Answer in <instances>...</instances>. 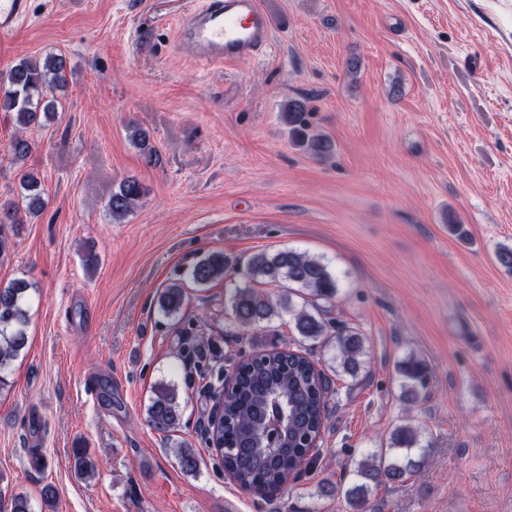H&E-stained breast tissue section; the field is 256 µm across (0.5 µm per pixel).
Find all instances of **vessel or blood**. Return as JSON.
<instances>
[{"mask_svg": "<svg viewBox=\"0 0 512 512\" xmlns=\"http://www.w3.org/2000/svg\"><path fill=\"white\" fill-rule=\"evenodd\" d=\"M31 14V0H0V34L13 32ZM273 24L260 0H203L178 19L180 44L200 67L258 56L272 42Z\"/></svg>", "mask_w": 512, "mask_h": 512, "instance_id": "obj_1", "label": "vessel or blood"}]
</instances>
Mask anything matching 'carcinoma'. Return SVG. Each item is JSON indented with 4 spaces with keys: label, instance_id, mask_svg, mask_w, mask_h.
<instances>
[{
    "label": "carcinoma",
    "instance_id": "carcinoma-1",
    "mask_svg": "<svg viewBox=\"0 0 512 512\" xmlns=\"http://www.w3.org/2000/svg\"><path fill=\"white\" fill-rule=\"evenodd\" d=\"M67 60L53 52L37 61L21 59L0 79V110L12 113L20 134L4 150L9 162L19 166V194L22 207H0V252L7 244L8 226L23 223L20 212L36 215L45 208L41 181L35 173L20 167L32 154L35 142L26 132L45 126L58 112L55 92L69 83ZM281 119L299 146L316 157L333 152L332 140L323 134L307 132L306 103L290 99L284 103ZM132 140L142 151L145 162L156 160V149L149 145V135L136 129ZM143 195L140 183L127 178L112 193L107 208L113 220L129 214ZM230 261L222 252H211L190 266L187 278L198 287L224 279ZM244 286H235L225 295L224 306L231 310L233 323L245 334L256 329H270L274 319L287 314L294 323L300 341L294 349H260L242 362L236 376V388L224 398L225 430L234 448L223 456L224 471L240 488L258 494L268 486L288 487L294 472L307 462L309 448H298L294 434L306 432L311 438L322 437L327 413L330 379L306 356L304 344H320L334 351L330 368L336 376L358 378L365 367L366 337L355 327L336 329L322 316L316 301L338 293V281L321 259L294 249L255 253L247 258ZM281 285L276 298L252 288L250 283ZM28 283L16 280L0 288V371L17 359L28 344L25 309ZM301 302H296L295 298ZM185 301L183 286L168 285L159 295L158 306L167 316L180 313ZM401 398L416 402L426 388L428 366L418 356L407 355L397 367ZM178 389L159 383L154 389L147 415L151 428L165 436L177 429L180 419ZM276 421L288 435L278 449H269L264 439L268 424ZM435 456L432 443L421 444L419 432L411 426L397 428L387 447L368 453L349 471V481L342 486L353 512H371V496L378 487L401 483L411 476L424 474ZM176 457L181 470L193 474L198 457L191 448H178ZM76 477L90 478L98 462L90 450L77 444L69 457ZM0 512H31L30 499L16 493L0 504Z\"/></svg>",
    "mask_w": 512,
    "mask_h": 512
}]
</instances>
